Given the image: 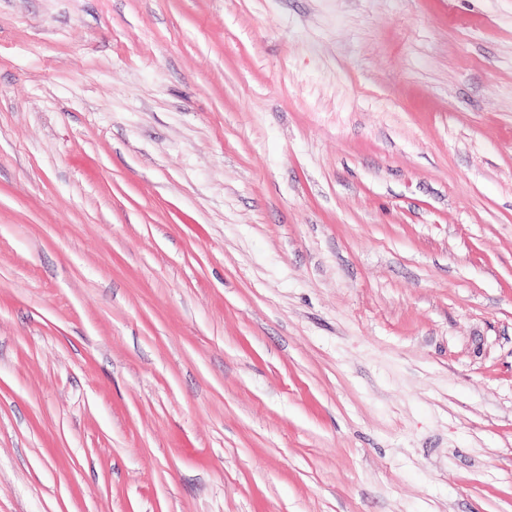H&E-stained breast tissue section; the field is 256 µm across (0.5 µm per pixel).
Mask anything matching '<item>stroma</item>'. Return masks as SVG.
Returning <instances> with one entry per match:
<instances>
[{
	"mask_svg": "<svg viewBox=\"0 0 512 512\" xmlns=\"http://www.w3.org/2000/svg\"><path fill=\"white\" fill-rule=\"evenodd\" d=\"M0 512H512V0H0Z\"/></svg>",
	"mask_w": 512,
	"mask_h": 512,
	"instance_id": "obj_1",
	"label": "stroma"
}]
</instances>
